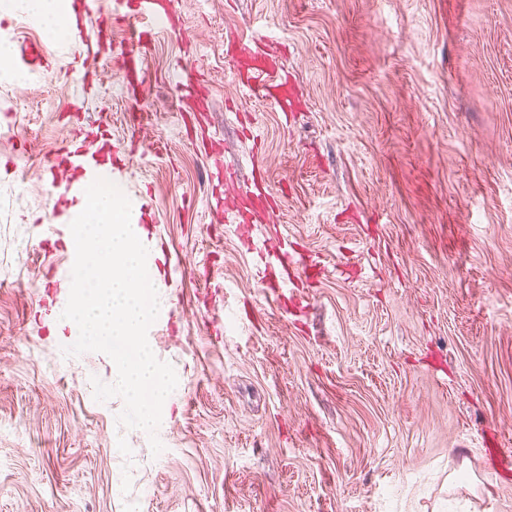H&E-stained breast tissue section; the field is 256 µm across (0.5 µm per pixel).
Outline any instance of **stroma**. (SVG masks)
<instances>
[{"label":"stroma","mask_w":512,"mask_h":512,"mask_svg":"<svg viewBox=\"0 0 512 512\" xmlns=\"http://www.w3.org/2000/svg\"><path fill=\"white\" fill-rule=\"evenodd\" d=\"M175 7L138 99L114 52L78 117L64 64L0 70V512H512V468L484 458L512 450V0ZM240 44L293 111L241 95ZM102 135L178 377L157 455L93 398L110 357L62 353L72 234L45 168Z\"/></svg>","instance_id":"stroma-1"}]
</instances>
